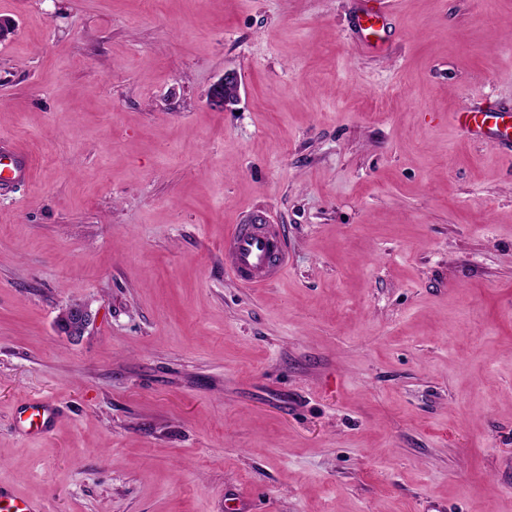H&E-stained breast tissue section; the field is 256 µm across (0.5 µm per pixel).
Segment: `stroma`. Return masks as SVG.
Wrapping results in <instances>:
<instances>
[{"label":"stroma","instance_id":"stroma-1","mask_svg":"<svg viewBox=\"0 0 512 512\" xmlns=\"http://www.w3.org/2000/svg\"><path fill=\"white\" fill-rule=\"evenodd\" d=\"M360 2L0 0V137L33 158L0 191V484L43 512H512V156L451 119L512 106V0H391L382 55ZM256 212L288 253L262 286L224 264ZM363 6L359 8L353 27L357 34L360 48L370 54L387 52L389 46L386 38L380 34L382 27L377 25L386 18V11L380 0H362ZM241 77L236 70H227L224 76L211 88V105L226 109L237 101L240 95ZM90 321V314L83 305H67L61 314V324L68 332L77 334L84 332ZM31 410L29 416L22 421V414ZM53 414L49 406L45 403L30 405L25 407L20 413V420L27 423L29 427L35 426L36 429L43 431L51 423Z\"/></svg>","mask_w":512,"mask_h":512}]
</instances>
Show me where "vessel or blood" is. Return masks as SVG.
Instances as JSON below:
<instances>
[{
	"label": "vessel or blood",
	"mask_w": 512,
	"mask_h": 512,
	"mask_svg": "<svg viewBox=\"0 0 512 512\" xmlns=\"http://www.w3.org/2000/svg\"><path fill=\"white\" fill-rule=\"evenodd\" d=\"M384 18L381 0H363L353 27L364 52H387V40L379 30ZM496 113L501 123L494 127L487 124L485 112L478 109H462L453 113L452 119L465 134L512 153V108L500 107ZM31 171L29 154L0 138V189L26 181ZM224 263L245 282L264 284L273 281L287 266V254L278 227L246 222L235 225L224 239ZM0 512H39V509L32 500L18 497L8 488L0 487Z\"/></svg>",
	"instance_id": "obj_1"
}]
</instances>
